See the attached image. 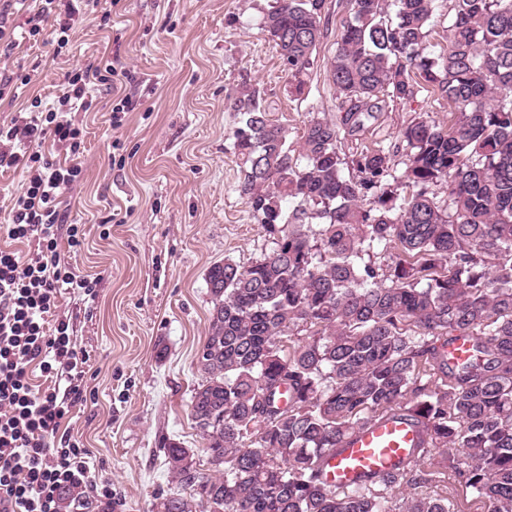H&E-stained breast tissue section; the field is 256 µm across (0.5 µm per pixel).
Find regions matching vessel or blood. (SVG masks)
Instances as JSON below:
<instances>
[{
	"instance_id": "1",
	"label": "vessel or blood",
	"mask_w": 512,
	"mask_h": 512,
	"mask_svg": "<svg viewBox=\"0 0 512 512\" xmlns=\"http://www.w3.org/2000/svg\"><path fill=\"white\" fill-rule=\"evenodd\" d=\"M416 429L395 419L371 422L332 463L328 483L350 485L366 472H386L418 444Z\"/></svg>"
}]
</instances>
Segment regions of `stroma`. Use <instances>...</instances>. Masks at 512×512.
<instances>
[{
    "instance_id": "stroma-1",
    "label": "stroma",
    "mask_w": 512,
    "mask_h": 512,
    "mask_svg": "<svg viewBox=\"0 0 512 512\" xmlns=\"http://www.w3.org/2000/svg\"><path fill=\"white\" fill-rule=\"evenodd\" d=\"M271 0H120L108 24L88 20L69 47L44 40L0 51V72L35 74L33 89L54 98L75 65L111 49L144 95L122 125H110L112 91L101 88L84 119L82 183L69 223L84 227L80 249L62 248L73 267L98 277L93 310L62 298L87 357V391L65 428L87 448L90 469L112 484V512H149L179 493L163 445L202 450L189 402L201 380L195 354L212 310L206 275L232 259L251 265L272 239L237 191L230 134L238 124L228 99L243 83L259 87L273 121L299 139L308 107L335 118L328 80L348 0H327L329 15L306 101L288 92L278 48L257 20ZM446 98L420 92L391 104L345 153L388 146L411 120L447 125Z\"/></svg>"
}]
</instances>
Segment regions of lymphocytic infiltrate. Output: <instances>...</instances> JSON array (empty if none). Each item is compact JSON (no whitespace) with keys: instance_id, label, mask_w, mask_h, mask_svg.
Wrapping results in <instances>:
<instances>
[{"instance_id":"1","label":"lymphocytic infiltrate","mask_w":512,"mask_h":512,"mask_svg":"<svg viewBox=\"0 0 512 512\" xmlns=\"http://www.w3.org/2000/svg\"><path fill=\"white\" fill-rule=\"evenodd\" d=\"M25 15L24 38L50 32L66 48L74 28L97 14L109 20L105 0H6ZM114 62L79 64L68 71L52 102L31 94V74L0 75V96L22 93L24 105L0 124V169L23 170L27 179L12 199L7 239L24 244L28 257L0 250V512H61L64 492L84 506L80 489L91 485L88 452L62 434L83 399L87 359L69 320L57 317L62 295L94 305L97 283L65 262L61 245L80 247L83 228L65 224L63 204L78 185L84 135L81 113L98 105L101 86L115 92L112 126L131 111L136 88ZM39 369L45 384L33 383Z\"/></svg>"}]
</instances>
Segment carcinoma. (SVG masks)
<instances>
[{"label": "carcinoma", "instance_id": "1", "mask_svg": "<svg viewBox=\"0 0 512 512\" xmlns=\"http://www.w3.org/2000/svg\"><path fill=\"white\" fill-rule=\"evenodd\" d=\"M443 2L350 0L329 68L339 115L311 117L296 146L259 88L231 101L238 192L274 247L208 271L190 399L207 468L164 444L190 493L154 512H448L430 488L449 472L488 512H512V0H451L435 55L425 39ZM325 9L274 0L259 19L295 97ZM427 88L454 105L448 127L419 117L387 148L342 152ZM461 336L471 355L452 361ZM396 416L421 432L398 475L327 484L356 433Z\"/></svg>", "mask_w": 512, "mask_h": 512}]
</instances>
